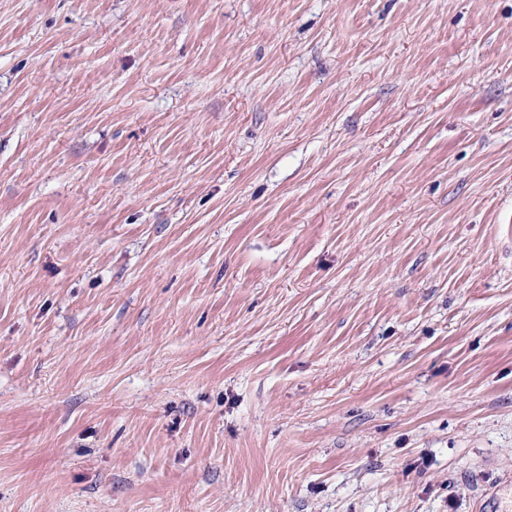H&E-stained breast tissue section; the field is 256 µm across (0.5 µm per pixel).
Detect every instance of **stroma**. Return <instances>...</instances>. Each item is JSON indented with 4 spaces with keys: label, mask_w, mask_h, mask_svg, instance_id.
Returning <instances> with one entry per match:
<instances>
[{
    "label": "stroma",
    "mask_w": 512,
    "mask_h": 512,
    "mask_svg": "<svg viewBox=\"0 0 512 512\" xmlns=\"http://www.w3.org/2000/svg\"><path fill=\"white\" fill-rule=\"evenodd\" d=\"M512 495V0H0V512Z\"/></svg>",
    "instance_id": "obj_1"
}]
</instances>
